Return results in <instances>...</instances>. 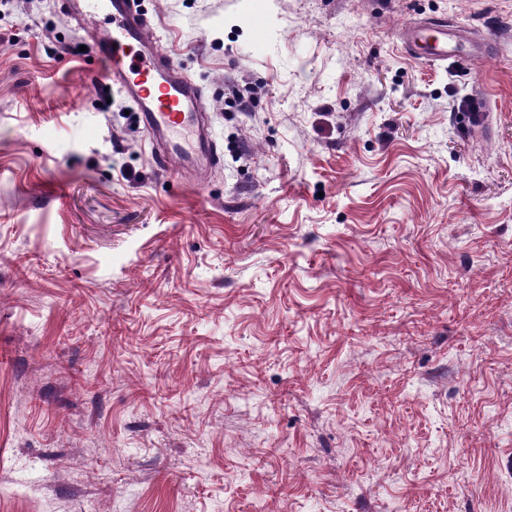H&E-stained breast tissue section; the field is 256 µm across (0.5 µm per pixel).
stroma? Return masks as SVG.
Returning a JSON list of instances; mask_svg holds the SVG:
<instances>
[{"instance_id":"1","label":"stroma","mask_w":512,"mask_h":512,"mask_svg":"<svg viewBox=\"0 0 512 512\" xmlns=\"http://www.w3.org/2000/svg\"><path fill=\"white\" fill-rule=\"evenodd\" d=\"M145 4L202 190L0 6V512H512V0ZM435 17L486 55L409 57Z\"/></svg>"}]
</instances>
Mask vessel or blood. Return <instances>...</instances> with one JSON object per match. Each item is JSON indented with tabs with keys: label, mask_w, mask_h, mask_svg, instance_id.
Returning a JSON list of instances; mask_svg holds the SVG:
<instances>
[{
	"label": "vessel or blood",
	"mask_w": 512,
	"mask_h": 512,
	"mask_svg": "<svg viewBox=\"0 0 512 512\" xmlns=\"http://www.w3.org/2000/svg\"><path fill=\"white\" fill-rule=\"evenodd\" d=\"M66 14L87 25V43L110 84L134 105L153 142L156 168L192 171L196 185H205L209 171L221 166L222 155L204 89L160 50L142 0H66ZM402 46L410 57L432 63L455 55L443 20L405 27Z\"/></svg>",
	"instance_id": "1"
}]
</instances>
